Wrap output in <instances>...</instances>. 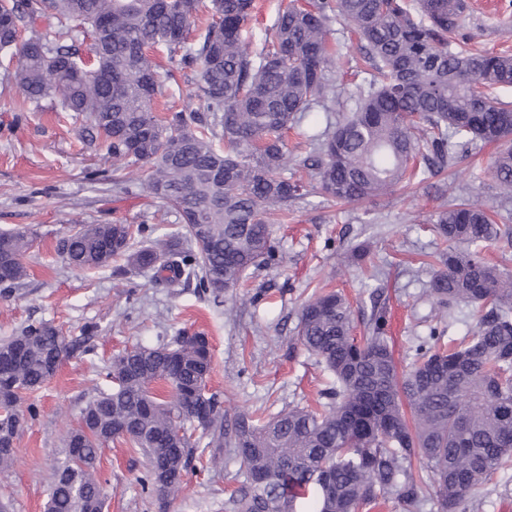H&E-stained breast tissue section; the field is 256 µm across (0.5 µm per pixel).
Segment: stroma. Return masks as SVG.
<instances>
[{
    "instance_id": "obj_1",
    "label": "stroma",
    "mask_w": 512,
    "mask_h": 512,
    "mask_svg": "<svg viewBox=\"0 0 512 512\" xmlns=\"http://www.w3.org/2000/svg\"><path fill=\"white\" fill-rule=\"evenodd\" d=\"M475 12L463 29L478 48H512V0H472ZM350 59V74H335L336 92L327 108L288 130L290 162L285 177L298 178L296 157L309 150L312 124L325 112L354 109L364 69L357 41L333 32ZM156 60L167 72L157 111L200 110L198 69ZM82 118L52 111L49 102L21 104L0 74V232L28 229L26 275L19 288L0 295V342L32 322L62 330L77 350L64 358L40 391L17 408L36 415L15 442V460L0 469V504L9 512H44L55 468L63 460L64 439L77 428L85 402L104 388L98 372L112 358L136 345L172 343L181 331L207 336L213 352L208 381L229 415L269 416L288 407L319 408L327 373L296 343L302 301L314 290L342 291L355 323L369 312V294L382 287L395 362L405 368L415 345L431 329L458 335L462 323L477 325L478 310L446 309L429 293L430 273L422 262L442 249L428 228L441 202L463 200L499 213L503 197L490 172L494 147L459 158L404 194L353 203L310 196L274 213V259L226 292L221 303L195 286L155 288L149 273L113 269L80 271L57 252L58 241L81 224H133L159 236L179 225L175 210L144 188L147 169L113 160L86 148L79 137ZM371 245L361 263L351 258L357 244ZM145 457L117 439L102 452L98 476L108 492L104 512H224V500L240 484L234 464L214 469L194 463L179 495L161 502L141 486Z\"/></svg>"
}]
</instances>
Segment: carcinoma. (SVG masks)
Returning a JSON list of instances; mask_svg holds the SVG:
<instances>
[{
	"label": "carcinoma",
	"instance_id": "obj_1",
	"mask_svg": "<svg viewBox=\"0 0 512 512\" xmlns=\"http://www.w3.org/2000/svg\"><path fill=\"white\" fill-rule=\"evenodd\" d=\"M201 0H0V52L22 103L49 101L84 116L82 138L113 158L147 167L146 189L173 208L180 227L134 241L130 224H83L59 240L77 269L123 259L151 271L154 286L191 278L213 300L273 257L269 215L306 195L353 202L422 183L459 155L497 146L491 172L512 199V52L452 42L466 27L468 0H286L268 41L253 56L242 32L253 0H211L213 21L202 40L189 38ZM55 18L79 22L91 39L85 63L78 35L38 31ZM357 38L371 67L355 109L326 117L297 160L313 182L281 175L284 134L335 94L341 49L331 25ZM30 35L22 40L21 32ZM170 62L198 65L203 110L160 117L163 95L153 48ZM433 232L446 248L433 255L430 291L443 306L474 305V332L444 341L433 330L397 374L386 333L387 309L374 302L363 335L350 302L314 291L301 305L297 344L332 375L323 409L283 410L268 418L230 417L207 392L208 339L135 347L114 357L109 382L81 410L65 438L46 512H102L97 476L102 449L124 440L146 458L143 485L165 500L182 488L194 459L228 458L243 476L224 512H362L393 496L403 512L432 487L438 512H472L481 491L512 466V271L508 254L488 247L512 229L476 205L441 206ZM28 232L0 234V285L25 276ZM52 325L35 322L0 344V468L12 465L15 439L36 415L16 402L41 389L69 354ZM164 384L170 394L158 393ZM419 457L426 477L408 464Z\"/></svg>",
	"mask_w": 512,
	"mask_h": 512
}]
</instances>
